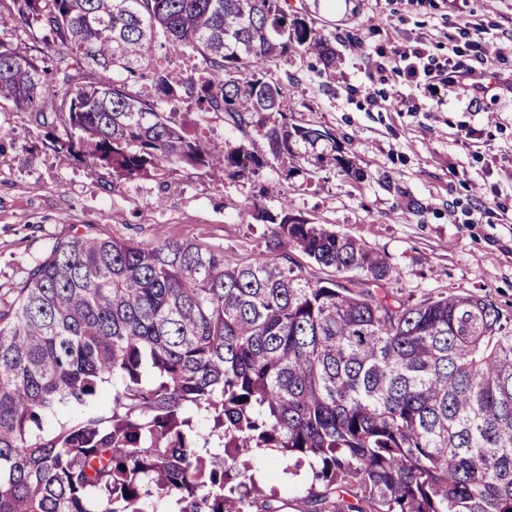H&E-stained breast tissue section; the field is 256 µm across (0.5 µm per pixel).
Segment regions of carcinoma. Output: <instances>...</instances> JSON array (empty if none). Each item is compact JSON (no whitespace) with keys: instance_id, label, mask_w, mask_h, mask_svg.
I'll return each mask as SVG.
<instances>
[{"instance_id":"cac0c4a2","label":"carcinoma","mask_w":512,"mask_h":512,"mask_svg":"<svg viewBox=\"0 0 512 512\" xmlns=\"http://www.w3.org/2000/svg\"><path fill=\"white\" fill-rule=\"evenodd\" d=\"M42 56L0 40V102H60L64 157L132 179L168 164L257 173L264 157L190 136L184 104L258 127L270 154L330 137L288 125L275 57L336 51L282 0H11ZM187 45L203 74L154 65ZM126 73L123 80L114 73ZM148 76L155 96L131 91ZM277 114L269 125L263 115ZM269 255L226 264L188 240L76 234L53 247L0 316V512H279L239 492L264 448L308 466L301 512H512V322L489 300L412 303L388 257L286 210ZM296 248L345 275L313 281Z\"/></svg>"}]
</instances>
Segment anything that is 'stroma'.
Masks as SVG:
<instances>
[{
  "label": "stroma",
  "mask_w": 512,
  "mask_h": 512,
  "mask_svg": "<svg viewBox=\"0 0 512 512\" xmlns=\"http://www.w3.org/2000/svg\"><path fill=\"white\" fill-rule=\"evenodd\" d=\"M286 8L335 36V77H320L315 58L300 51L271 63L268 77L287 90L289 124L330 139L273 159L257 129L241 133L219 114L184 115L190 133L220 148L251 140L268 158L254 175L174 164L116 182L106 168L58 154L63 125L48 128L36 113L0 103L1 312L52 246L73 235L190 240L223 251L227 263H248L266 256L272 226L241 212L284 207L386 254L403 298L479 295L512 317V65L497 68L478 105L454 91L433 97L398 76L380 80L376 66L381 51L408 39L428 45L430 65L444 62L446 0H286ZM459 11L512 38V0H460ZM401 96L406 111H393ZM463 129L471 139H458ZM344 157L352 173L341 169ZM248 460L247 480L274 495L280 512H297L309 469L287 476L261 449Z\"/></svg>",
  "instance_id": "35a3bbf8"
}]
</instances>
